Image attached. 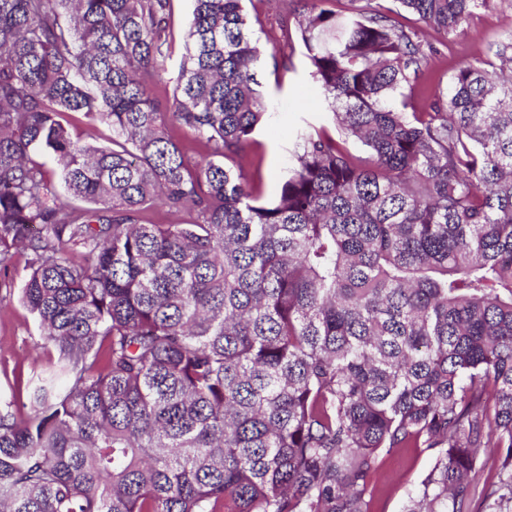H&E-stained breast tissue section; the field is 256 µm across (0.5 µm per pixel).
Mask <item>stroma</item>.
<instances>
[{
	"instance_id": "35a3bbf8",
	"label": "stroma",
	"mask_w": 512,
	"mask_h": 512,
	"mask_svg": "<svg viewBox=\"0 0 512 512\" xmlns=\"http://www.w3.org/2000/svg\"><path fill=\"white\" fill-rule=\"evenodd\" d=\"M245 8L267 53L277 58L263 68V89L276 110L255 131L249 148L251 163L245 168L254 176L261 199L268 201L280 192L297 129L310 123L332 136L336 128L325 110L320 88L309 76L301 42L282 36L284 22L291 13L301 11L300 0H247ZM508 31H512V0H494L491 9L470 17L463 34L453 41L420 29V38L432 43L437 52L429 59L424 83L409 99V111H420L427 96L446 89L460 61L487 56L490 42ZM54 359L55 351L44 347L34 316L17 298L1 301L0 408L8 406L16 415H26V407L12 396V386L16 378L38 376ZM433 463L432 451L424 447L396 448L384 455L372 479L371 512H401L408 494Z\"/></svg>"
}]
</instances>
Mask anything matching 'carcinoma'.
Segmentation results:
<instances>
[{
	"mask_svg": "<svg viewBox=\"0 0 512 512\" xmlns=\"http://www.w3.org/2000/svg\"><path fill=\"white\" fill-rule=\"evenodd\" d=\"M174 2L0 0V273L56 352L0 412V512H370L422 445L403 512H471L484 448L512 512V32L408 112L400 18L454 40L490 0H301L339 139L300 129L266 202L226 165L275 112L244 0H192L168 106ZM433 463V451L425 446L395 448L384 455L372 479L371 512H401L408 494Z\"/></svg>",
	"mask_w": 512,
	"mask_h": 512,
	"instance_id": "carcinoma-1",
	"label": "carcinoma"
}]
</instances>
